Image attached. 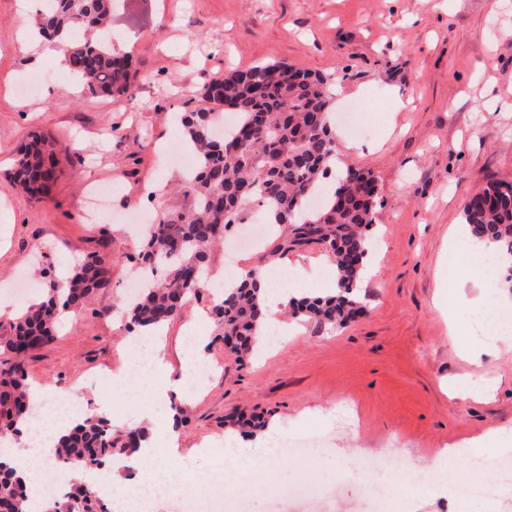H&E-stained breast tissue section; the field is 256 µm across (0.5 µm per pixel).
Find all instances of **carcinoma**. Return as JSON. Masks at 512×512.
I'll use <instances>...</instances> for the list:
<instances>
[{"mask_svg": "<svg viewBox=\"0 0 512 512\" xmlns=\"http://www.w3.org/2000/svg\"><path fill=\"white\" fill-rule=\"evenodd\" d=\"M38 13L41 36L56 38L68 71L80 92L96 98L123 96L131 87L132 64L112 52L101 36L112 20V0H46ZM330 78L296 69L283 62L233 71L205 83L197 105L182 113L184 142L195 158L192 173L183 180L178 210L160 211L139 251L149 287L128 306L130 323L140 331L163 325L177 316L187 298L202 289V270L211 248L224 237V228L240 224L253 207L276 210L282 233L274 250L286 252L316 244L331 257L338 293L306 296L290 306L295 318L342 327L363 309L356 294L367 258L368 229L375 223L379 202L371 172L346 166L327 201L309 207L313 190L333 172L336 140L330 117L333 97ZM223 99L246 128L244 140L224 133L214 138L217 113L212 102ZM56 142L31 134L22 148L13 182L33 195L42 194L57 174ZM465 222L474 236L495 245L509 274L501 287L512 289V184L492 183L471 197ZM112 274L102 258L82 262L60 292L50 285L45 301L29 304L11 325L12 335L0 338V437L18 436L33 413L27 383L30 354L55 336L59 313L82 308L104 287ZM213 311L219 318L229 350L243 361L257 348L258 332L266 319L260 289L244 280L224 290ZM147 437L142 428L112 427L110 419L84 412L61 437L56 456L69 466L106 465L116 457L131 458ZM25 483L0 461V506L7 512H26ZM103 500L75 484L61 497L47 501L44 512H103Z\"/></svg>", "mask_w": 512, "mask_h": 512, "instance_id": "cac0c4a2", "label": "carcinoma"}]
</instances>
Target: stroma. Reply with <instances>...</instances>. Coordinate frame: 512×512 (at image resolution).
Segmentation results:
<instances>
[{
	"instance_id": "obj_1",
	"label": "stroma",
	"mask_w": 512,
	"mask_h": 512,
	"mask_svg": "<svg viewBox=\"0 0 512 512\" xmlns=\"http://www.w3.org/2000/svg\"><path fill=\"white\" fill-rule=\"evenodd\" d=\"M36 19L20 17L17 0H0V283L37 299L46 281L93 255L111 263L112 276L28 359L32 383L94 412L112 394V419L175 429L185 453L222 441L244 410L263 413L285 437L322 436L317 471L336 477L327 512H374L352 476L363 458L394 450L417 458L512 425V352L482 355L472 369L461 357L485 273L460 266L448 242L450 228L466 227V198L512 183V112L496 109L497 99L512 101V0H115L112 42L126 45L136 76L130 94L99 98L81 96L38 45L20 47L21 29ZM279 61L334 77L338 158L377 180L364 313L335 330L301 321L298 335L242 364L209 320L218 369L196 391L158 401L138 381L114 386L108 377L126 359L121 312L143 237L138 215L183 203L172 188L184 168L165 151L182 134L175 113L211 77ZM355 110L368 127L360 137L341 121ZM34 131L67 149L39 199L7 177ZM94 184L111 186L112 215L80 219L83 190ZM269 250L239 261L275 274L304 270L313 292L334 274L318 248L275 260ZM211 304L204 291L167 323L171 365L197 309ZM466 371L490 380V394L440 389V379ZM94 374L103 382H91ZM398 512H512V491L472 505L410 495Z\"/></svg>"
}]
</instances>
